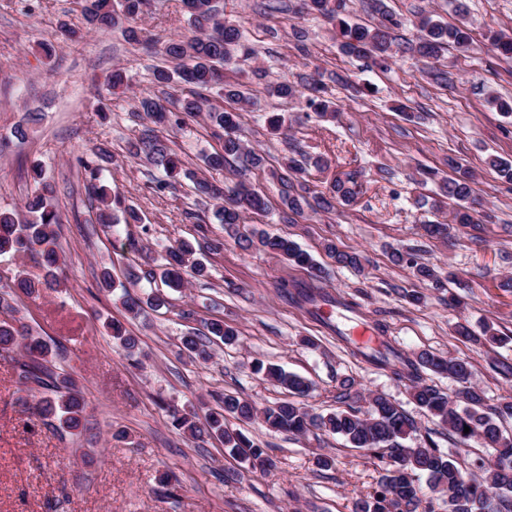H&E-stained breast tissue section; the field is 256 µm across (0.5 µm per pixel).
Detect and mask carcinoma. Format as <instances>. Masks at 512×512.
<instances>
[{
  "instance_id": "obj_1",
  "label": "carcinoma",
  "mask_w": 512,
  "mask_h": 512,
  "mask_svg": "<svg viewBox=\"0 0 512 512\" xmlns=\"http://www.w3.org/2000/svg\"><path fill=\"white\" fill-rule=\"evenodd\" d=\"M81 13L90 28L108 30L124 26L152 10V0H79ZM377 20L369 23L351 21L345 14L344 0H303V8L326 18L332 25L342 53L351 58L370 59L380 67L389 65L396 55L394 51V28L401 25L384 0H372ZM189 37L168 39L162 48L165 65L154 70L155 81L160 85L171 83L181 87V95L174 101L165 98L143 97L139 107L159 122H169L178 128L186 116L201 112L213 127L223 131L222 151L203 159L204 169L222 172L229 158H241L247 166H263L264 157L248 147V141L239 134V113L237 108L248 101L242 85L224 81V65L240 52H248L242 43L239 28L226 21L213 5V0H182ZM420 35L417 41L406 46L426 61L439 60L442 52L452 48L463 54L472 44L471 31L466 23L448 24L431 15H423L418 22ZM127 39L147 48L151 40L142 39V29L124 26ZM491 44L500 53L512 55V34L503 31L490 36ZM313 96L307 106L327 120L336 117V102L326 97L325 86L316 80L309 82ZM269 94L278 98H294L296 87L283 79L268 85ZM129 154L145 157L165 173L167 180L156 185L161 191L171 184L182 170V161L170 148L167 141L154 131L148 130L130 144ZM89 174L86 190L98 203L99 220L110 230L120 222L140 220L137 211L125 204L121 195L108 194L98 186L100 168L92 162L82 161ZM488 167L498 176L512 180V163L498 156L487 160ZM281 168L284 175L280 181L285 186L283 205L287 208L283 220L293 222V216L303 212V203L310 188L300 183V191L292 192L293 184L288 182V173L303 174L305 169L293 157H284ZM35 191L25 203L29 219L21 223L13 210L0 209V257L25 254L43 261L48 276L56 279L64 259L60 255L55 227L60 223L58 205L53 187L43 180L38 166L31 167ZM185 177L194 179L198 195L220 201L218 219L224 224H241L247 213H259L267 209L265 196L252 184L240 179L231 186L198 178L189 172ZM474 180L466 171L458 170L456 175L443 179L439 190L455 204L452 209L453 222L478 226L482 216L473 208ZM360 182L355 173L337 177L331 188V196L313 195L315 205L323 211H330L334 203L348 204L359 193ZM123 218H118V215ZM258 243L265 249L279 254L286 260L319 277L321 268L309 253L294 241L271 236L264 232L258 235ZM325 250L345 267L359 268L362 257L355 252H343L336 245H325ZM195 249L189 242L182 241L171 247L167 253L168 267L163 272L165 285L182 288L185 276L203 273V268L192 261ZM393 261L414 269L416 277L423 282L438 281L434 266L418 260L410 253L397 250ZM305 303L314 307V312L324 319L326 325L341 333L337 326L324 317V307L342 308L352 312L351 304L335 300L320 292L302 294ZM112 338L127 351L136 346L133 337L126 334L121 323H106ZM209 335L225 344L236 340V330L222 320L206 323ZM456 334L466 340H484L497 344L502 341L498 330L487 324L483 336H474L465 324L456 327ZM359 354L370 364L389 368L397 379L406 383L413 402L428 415L436 418L454 444L472 439L481 441L488 456H479L473 465L480 475L466 484L456 459L436 448L431 437L425 444L414 446L411 436L416 432L414 420L399 405L383 394L367 397L356 388L355 379L344 377L338 381L337 398L349 399L352 405L346 410H337L326 415L311 413L299 399L309 394L311 384L304 378L285 372L274 365L259 362L255 369L263 373L272 383L281 386L295 396V399L273 407L258 410L255 405L234 393H226L218 401L219 410L209 413L204 426L195 420V412H173V423L178 429L193 436L208 433L224 442V450L233 458L246 463L251 471L266 472L272 461L265 451L254 445L241 431L228 425L231 418L247 421L261 416L268 429L304 435L313 428L324 429L345 439L353 448L368 450L373 457L386 464V474L380 482V489L359 499L354 512H434L433 501H423L416 484L420 474L427 477L433 493L447 498L448 512H512V437L505 436L493 416L512 417V400L494 408V413L485 411V397L482 389L473 382L471 364L461 358L445 359L428 351H421L412 357H405L389 344L381 341L375 347L369 346ZM0 358L14 360L19 365V376L26 383L45 390L35 404L36 413L62 433H80L86 419L87 403L76 380L69 373L57 371L52 346L16 317V310L6 299H0ZM446 375L460 384V388L449 395L427 382V372ZM469 432H464V427Z\"/></svg>"
}]
</instances>
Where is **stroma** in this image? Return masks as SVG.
Returning <instances> with one entry per match:
<instances>
[{
	"label": "stroma",
	"instance_id": "stroma-1",
	"mask_svg": "<svg viewBox=\"0 0 512 512\" xmlns=\"http://www.w3.org/2000/svg\"><path fill=\"white\" fill-rule=\"evenodd\" d=\"M464 2L473 42L468 53L451 50L438 61L449 78L443 87L409 51L386 69L347 57L331 25L301 12L300 0H219L225 19L240 27L253 50L237 55L225 76L252 99L239 122L265 163L247 178L269 204L230 229L189 179L157 191L164 172L127 154L129 143L152 125L138 98L179 95L177 85H158L153 70L164 63L159 43L185 23L181 0H154L142 19L156 43L149 52L127 42L122 28L89 30L77 0H0V208L23 203L34 189L27 171L41 164L57 191L58 242L66 256L57 287L33 296L14 290L8 302L57 350L88 402L82 435L61 434L34 413L39 394L27 391L15 362L0 360V512H353L357 499L378 489L384 465L339 435L293 436L269 430L258 418L241 424L273 462L269 471L252 473L225 453L220 439L173 426V410L191 406L203 419L224 393L260 409L289 399L287 390L256 373L259 361L306 378L305 402L313 413L336 411L337 381L351 376L362 392L400 405L419 434H431L461 467L483 454L475 440L452 448L404 383L352 353L354 345L369 343L378 322L404 355L427 350L471 361L488 406L512 399V381L492 368L494 360L512 359V183L486 164L492 155L512 161V116L487 102L491 95L512 99V58L499 55L488 39L493 31L512 33V0ZM385 3L402 21L394 31L401 44L416 40L421 11L450 24L458 20L454 0ZM45 43L52 55L42 51ZM118 68L131 89L113 95L99 79ZM259 68L267 80L256 78ZM338 73L368 86L369 94L334 82ZM283 78L303 93L308 79L321 80L338 106L335 119L269 95L266 81ZM274 113L284 120L279 135L267 124ZM19 125L28 128L22 142L13 135ZM169 145L184 168L198 172L203 157L221 151L223 142L200 116L170 132ZM97 146L112 154L101 164V184L124 195L142 218L120 224L114 234L100 224L77 163L81 152ZM288 155L300 161L317 193L328 192L341 173L362 172L357 199L330 212L308 207L294 223H283V187L271 172ZM452 160L474 173L478 209L493 216L481 231L451 223L450 206H437V186L423 176L427 169L448 175ZM432 222L447 224V238L425 234ZM255 230L296 241L320 266V279L259 244L241 247L239 236ZM183 239L201 244L205 273L169 292V308L146 306L134 317L115 293L100 288L106 269L127 282L131 294L147 298L156 285L144 272L162 271L166 247ZM329 242L360 253L362 270L337 264L324 249ZM409 248L437 267L439 282L420 281L393 263L394 250ZM131 270L139 281L128 282ZM290 285L355 302L361 313L338 318L337 329H330L291 299ZM415 293L421 302L412 301ZM211 319L233 327L238 339L209 345L210 357L202 360L182 341L203 333ZM110 320L134 336V352L107 332ZM460 322L476 333L493 325L503 341L462 340L455 333ZM321 453L334 458L331 469L317 466Z\"/></svg>",
	"mask_w": 512,
	"mask_h": 512
}]
</instances>
